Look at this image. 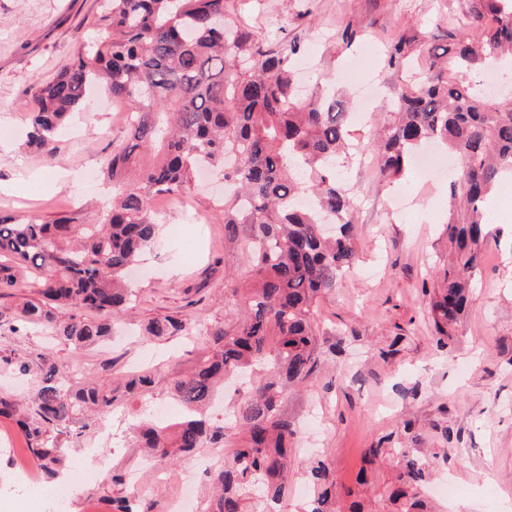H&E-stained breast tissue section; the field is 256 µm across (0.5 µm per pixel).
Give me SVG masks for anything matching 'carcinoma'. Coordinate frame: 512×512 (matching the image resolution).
I'll use <instances>...</instances> for the list:
<instances>
[{"mask_svg":"<svg viewBox=\"0 0 512 512\" xmlns=\"http://www.w3.org/2000/svg\"><path fill=\"white\" fill-rule=\"evenodd\" d=\"M470 34L446 30L441 42L401 34L384 65L407 74L373 138L358 144L396 179L413 155L437 142L457 159L443 234L455 250L434 289L431 314L438 335L469 302L478 245L487 235L485 205L512 176V102L489 96L469 76L512 57V0H468ZM104 27L83 44L74 61L31 95L30 144L50 156L66 120L92 106L91 86L106 83L112 99L130 112L128 138L103 169L112 189L99 220L75 217L42 222L0 214V293L38 289L25 301L17 334L45 327L76 349L112 335V320L131 300L127 277L150 249L159 219L153 203L193 190L201 168L217 170L231 185L220 204L224 235L243 241L251 280L233 289L244 318L233 332L209 331L216 346L190 372L174 377L179 417L146 419L133 427L157 466L218 442L234 440L230 455L206 473L216 488L202 512H274L289 492L293 425L280 413L288 384L306 381L317 361L315 308L356 263L354 199L337 169L350 155L344 104L324 92L319 73L307 90L296 88L294 66L304 55L300 39L260 40L226 13L225 0H103ZM364 28L345 24L336 37L349 49ZM308 195L314 207L298 198ZM68 307V318L56 311ZM192 328L186 318L152 320L151 336ZM248 378L238 391L232 421L205 419L218 386ZM110 385L75 383L51 371L28 400L0 392V418L15 421L41 474L62 475L67 449L60 435L69 424L112 410ZM394 485L380 493L388 512H429L423 489L438 456L397 448ZM315 490L305 512H332L333 480L319 460L306 471ZM102 512H155L137 495L101 497Z\"/></svg>","mask_w":512,"mask_h":512,"instance_id":"obj_1","label":"carcinoma"}]
</instances>
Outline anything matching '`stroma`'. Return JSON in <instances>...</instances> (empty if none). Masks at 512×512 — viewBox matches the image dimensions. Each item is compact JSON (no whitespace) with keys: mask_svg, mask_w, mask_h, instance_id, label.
I'll return each mask as SVG.
<instances>
[{"mask_svg":"<svg viewBox=\"0 0 512 512\" xmlns=\"http://www.w3.org/2000/svg\"><path fill=\"white\" fill-rule=\"evenodd\" d=\"M100 0H0V212L51 220L77 215L90 223L101 203L79 176L101 171L116 145L128 136L120 108L107 90L93 94L91 111L62 132L53 157L30 146L29 89L51 79L71 62L98 29ZM225 7L259 38L287 26L306 45L299 67L303 80L318 70L336 71L348 52L328 55L320 34L335 36L347 22L371 31L358 50L355 78L377 81L383 102L404 84L402 72L377 65L375 44L395 34H439L453 28L466 0H225ZM358 181L355 196L359 261L342 285L317 308V366L305 382L289 388L281 404L293 423L297 466L283 512H302L311 491L304 468L327 460L336 505L347 512L360 501L386 512L378 496L397 463H366L367 448L410 446L447 452L435 476L456 488L433 497L436 512H512V222L495 226L482 246L467 312L447 346H439L427 289L448 262L442 234L448 211V179L422 177L407 168L400 178L346 169ZM219 184L205 180L186 197L161 199L159 235L134 275V301L123 313L116 336L103 345L75 350L48 331L32 330L1 340L0 390L28 395L51 370L69 371L101 385L152 370L148 395L119 394L112 408V438L103 441L93 425L73 444L72 458L88 472L69 499L70 512H83L88 490L112 493L111 471H138V493L166 505L178 490L176 475L193 464L181 457L170 465L174 480L163 485L157 469L143 460L129 426L151 407L172 403L175 375L195 367L212 348L211 328L233 331L242 312L232 290L250 278L242 246L224 241L217 216ZM167 316L190 319L189 336L144 335L145 325ZM28 362L19 374L15 361ZM365 482H358V475ZM0 512H42L38 500L19 495L14 460L0 451Z\"/></svg>","mask_w":512,"mask_h":512,"instance_id":"stroma-1","label":"stroma"}]
</instances>
